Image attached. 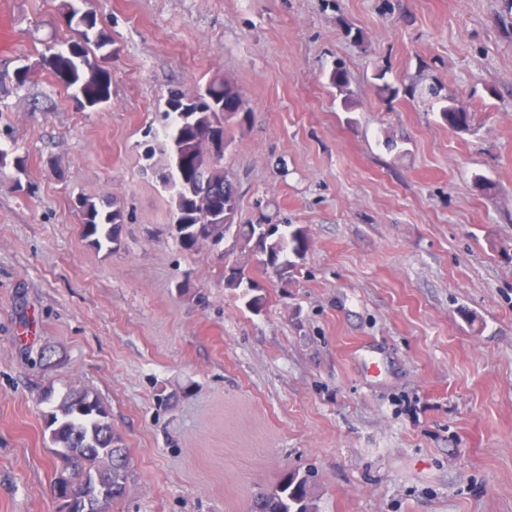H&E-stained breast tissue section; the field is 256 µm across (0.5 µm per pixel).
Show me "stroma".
<instances>
[{
  "label": "stroma",
  "mask_w": 512,
  "mask_h": 512,
  "mask_svg": "<svg viewBox=\"0 0 512 512\" xmlns=\"http://www.w3.org/2000/svg\"><path fill=\"white\" fill-rule=\"evenodd\" d=\"M70 0H0V512H59L45 392L87 389L128 448L108 512H247L312 475L319 512H512V0H85L110 97L46 45ZM347 73L353 108L330 86ZM236 86L237 223L304 229L259 308L180 248L170 89ZM435 83L459 133L407 92ZM124 213L118 246L81 203ZM68 23L77 35L74 41L66 50L59 49L56 45H47L48 52L54 51L51 62L56 75L73 90V96L84 106L86 102L90 107L105 102L108 96V77L101 68L90 67L86 56L85 47L92 44L98 51H104L102 56L111 55V41L104 30L97 28L93 21V28L86 30L81 23L87 18L74 5L68 7ZM75 22L78 28H73ZM96 24V25H95ZM81 27V29L79 28ZM86 68V69H85Z\"/></svg>",
  "instance_id": "stroma-1"
}]
</instances>
